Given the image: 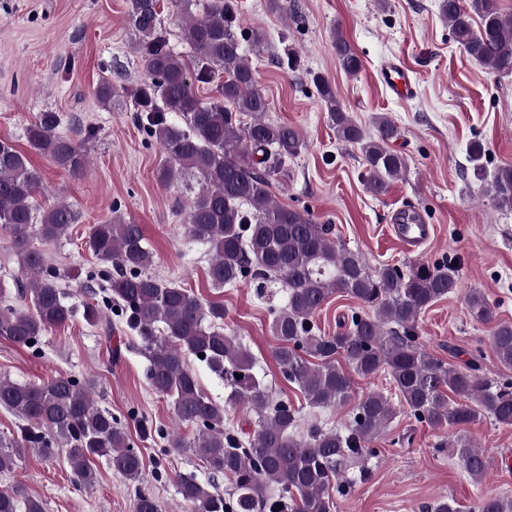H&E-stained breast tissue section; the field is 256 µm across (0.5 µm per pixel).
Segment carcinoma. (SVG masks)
I'll return each instance as SVG.
<instances>
[{"label": "carcinoma", "mask_w": 512, "mask_h": 512, "mask_svg": "<svg viewBox=\"0 0 512 512\" xmlns=\"http://www.w3.org/2000/svg\"><path fill=\"white\" fill-rule=\"evenodd\" d=\"M181 19V39L191 54L175 51L158 0H129L128 20L138 37L137 53L145 79L122 90L109 79L97 88L108 104L123 92L134 121L161 149L156 179L163 187L180 184L185 193L172 199L184 216L189 240L212 253L208 277L215 288L249 279L259 288L279 284L286 304L270 311V330L279 340L275 358L283 379L296 386L310 408L354 403L346 432L320 424L300 429V408L272 398L256 372V359L240 339L224 333V304L204 302L175 280L148 272L153 255L139 224L110 219L88 230L89 247L99 264L81 287L89 300L81 305L61 287V273L34 248L31 236L57 244L68 235L76 212L60 202L36 206L41 173L13 144L0 140V228L12 235L13 252L24 279L17 283L19 307L0 300V337L22 347H38L46 333L82 316L90 327L112 329L107 312L136 340L146 359L150 389L167 399L176 428L139 419L138 439L121 419L99 408L92 385L77 377L42 383L0 378V407L26 421L20 435L0 437V474H10L22 455L34 451L49 459L63 448L74 475L85 486L96 482L94 461L105 459L112 471L140 481L144 461L138 442L159 439L167 448L194 451L211 475L174 477L176 493L189 512H332V490L351 484L347 465L376 452L370 444L396 415L391 398L380 390L356 395L354 377L389 374L399 403L416 421L438 430L464 426L482 417L512 426V377H489L477 359L455 366L419 343L420 315L457 287L448 262L405 269L385 265L370 270L361 253L336 241L328 224L317 223L305 209L280 204L274 190L288 180V162L306 148L301 132L268 118L269 105L256 89L249 48L260 49L266 34L239 32L238 0H170ZM439 13L453 41L495 76L512 75V14L496 0H439ZM339 64L351 76L361 59L348 40L334 34ZM312 83L325 105L336 139L359 149L366 190L387 193L406 175V157L389 142L400 131L386 115L376 117L369 134L347 112L336 89L320 74ZM212 86L203 100L194 87ZM60 116L42 112L25 128L37 153L73 175L87 168L82 147L58 131ZM485 146L468 148L473 178L485 181ZM486 192L496 208L512 209V166L498 168ZM108 291L97 299L94 286ZM362 306L326 334L315 315L333 296ZM472 318L490 324L497 363L512 370V323L497 320L485 295L468 297ZM199 357L224 382L219 403L201 387L187 357ZM242 375L238 379L235 374ZM241 405L254 415L253 431L238 432L227 423L226 407ZM194 430L187 441L181 426ZM450 448L471 482L480 486L490 471L485 451L462 439L439 444ZM226 477L233 491L223 496L214 480ZM0 512H46L42 500L19 484L0 491ZM135 512H162L159 501L140 494ZM469 512H512V501L480 494Z\"/></svg>", "instance_id": "1"}]
</instances>
